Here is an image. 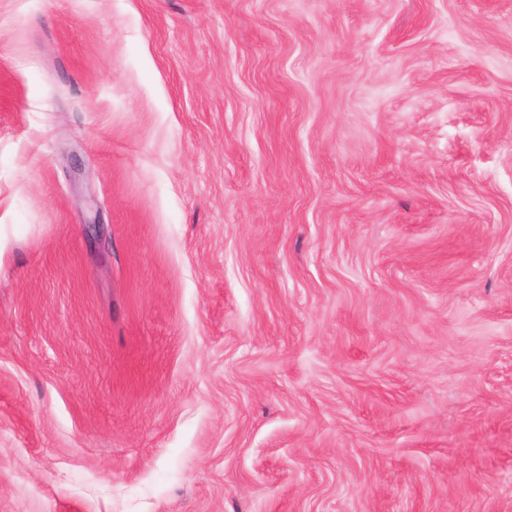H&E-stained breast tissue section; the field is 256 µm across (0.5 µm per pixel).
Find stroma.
I'll return each mask as SVG.
<instances>
[{
	"instance_id": "stroma-1",
	"label": "stroma",
	"mask_w": 512,
	"mask_h": 512,
	"mask_svg": "<svg viewBox=\"0 0 512 512\" xmlns=\"http://www.w3.org/2000/svg\"><path fill=\"white\" fill-rule=\"evenodd\" d=\"M0 512H512V0H0Z\"/></svg>"
}]
</instances>
